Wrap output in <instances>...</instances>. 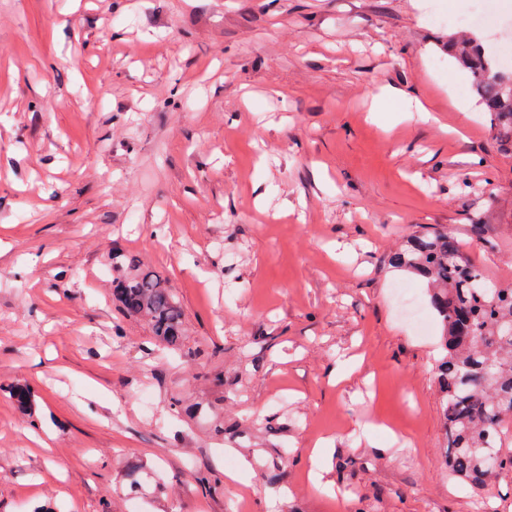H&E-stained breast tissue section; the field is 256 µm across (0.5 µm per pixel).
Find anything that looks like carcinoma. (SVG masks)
Returning <instances> with one entry per match:
<instances>
[{
    "label": "carcinoma",
    "instance_id": "obj_1",
    "mask_svg": "<svg viewBox=\"0 0 512 512\" xmlns=\"http://www.w3.org/2000/svg\"><path fill=\"white\" fill-rule=\"evenodd\" d=\"M470 72L482 110L489 113L504 148H512V91L480 43L448 44ZM393 268L426 281L441 325L435 376L441 392L445 464L475 489L494 484L512 467L501 453L502 428L512 421V287L489 284L465 259L446 229L409 236L390 258ZM112 301L126 318L148 322L155 341L179 347L185 327L179 299L168 281L136 256L112 255Z\"/></svg>",
    "mask_w": 512,
    "mask_h": 512
}]
</instances>
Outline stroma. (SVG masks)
Segmentation results:
<instances>
[{
	"label": "stroma",
	"instance_id": "1",
	"mask_svg": "<svg viewBox=\"0 0 512 512\" xmlns=\"http://www.w3.org/2000/svg\"><path fill=\"white\" fill-rule=\"evenodd\" d=\"M475 4L0 0V512H234L204 480L246 460L245 512H512V469H445L389 264L445 227L512 285V152L448 54ZM116 252L181 352L114 308ZM112 301L122 316L145 319L159 344L173 348L182 344L185 327L177 295L138 257L112 255Z\"/></svg>",
	"mask_w": 512,
	"mask_h": 512
}]
</instances>
